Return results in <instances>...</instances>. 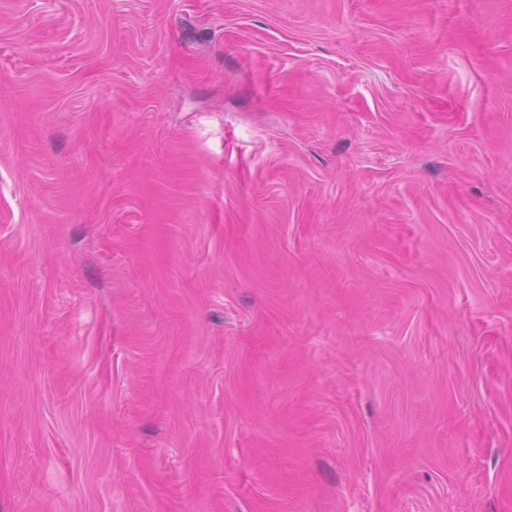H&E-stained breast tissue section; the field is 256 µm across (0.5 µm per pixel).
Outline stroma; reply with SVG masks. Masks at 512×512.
Wrapping results in <instances>:
<instances>
[{
	"instance_id": "1",
	"label": "stroma",
	"mask_w": 512,
	"mask_h": 512,
	"mask_svg": "<svg viewBox=\"0 0 512 512\" xmlns=\"http://www.w3.org/2000/svg\"><path fill=\"white\" fill-rule=\"evenodd\" d=\"M0 512H512V0H0Z\"/></svg>"
}]
</instances>
